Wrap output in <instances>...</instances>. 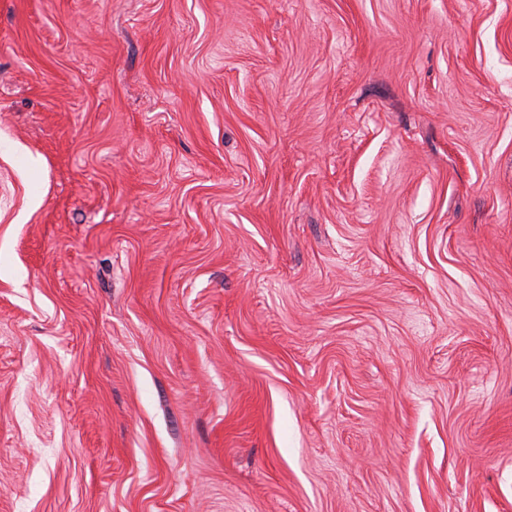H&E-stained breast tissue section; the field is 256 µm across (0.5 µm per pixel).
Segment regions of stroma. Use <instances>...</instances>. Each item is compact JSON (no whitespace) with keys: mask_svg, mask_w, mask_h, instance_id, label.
Listing matches in <instances>:
<instances>
[{"mask_svg":"<svg viewBox=\"0 0 512 512\" xmlns=\"http://www.w3.org/2000/svg\"><path fill=\"white\" fill-rule=\"evenodd\" d=\"M0 512H512V0H0Z\"/></svg>","mask_w":512,"mask_h":512,"instance_id":"35a3bbf8","label":"stroma"}]
</instances>
